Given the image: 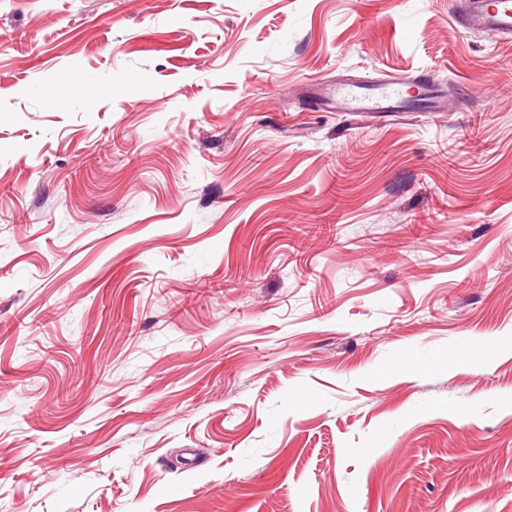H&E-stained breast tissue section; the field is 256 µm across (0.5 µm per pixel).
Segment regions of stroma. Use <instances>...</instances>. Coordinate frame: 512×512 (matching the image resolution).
Instances as JSON below:
<instances>
[{"instance_id":"35a3bbf8","label":"stroma","mask_w":512,"mask_h":512,"mask_svg":"<svg viewBox=\"0 0 512 512\" xmlns=\"http://www.w3.org/2000/svg\"><path fill=\"white\" fill-rule=\"evenodd\" d=\"M452 10L0 0V512H512V39ZM388 79L441 110L318 98Z\"/></svg>"}]
</instances>
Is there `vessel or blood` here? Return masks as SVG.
Segmentation results:
<instances>
[{"instance_id": "obj_1", "label": "vessel or blood", "mask_w": 512, "mask_h": 512, "mask_svg": "<svg viewBox=\"0 0 512 512\" xmlns=\"http://www.w3.org/2000/svg\"><path fill=\"white\" fill-rule=\"evenodd\" d=\"M453 16L465 30L512 36V0H460ZM323 100L336 112H404L413 100L404 84L340 83L324 90Z\"/></svg>"}]
</instances>
